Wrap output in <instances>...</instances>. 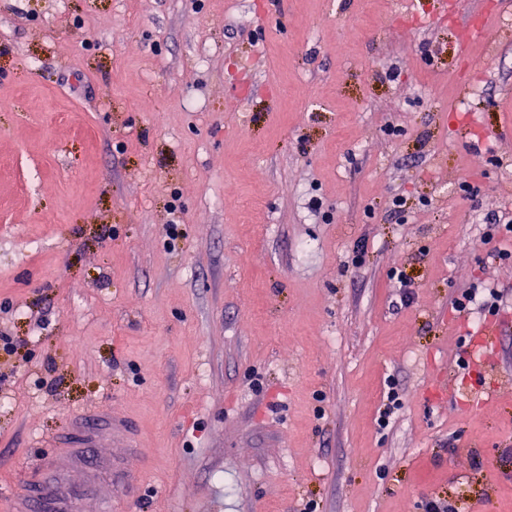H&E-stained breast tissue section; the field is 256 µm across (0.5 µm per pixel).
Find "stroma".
I'll list each match as a JSON object with an SVG mask.
<instances>
[{
	"mask_svg": "<svg viewBox=\"0 0 512 512\" xmlns=\"http://www.w3.org/2000/svg\"><path fill=\"white\" fill-rule=\"evenodd\" d=\"M498 214L512 0H0V512L99 408L97 512H512ZM480 290V291H479ZM480 302V307L483 311L491 316L499 314L501 309L502 295L501 292L494 287L482 288L478 287L467 288L456 296L452 302V307L458 311H465L470 304ZM387 389L386 399H384V403L379 410V416L376 420L377 425L382 429L389 425L391 417L402 407L397 384L392 380H388ZM120 434L127 439L131 437V431L127 424L112 420L107 411H94L87 416L85 427L86 440H95L104 434Z\"/></svg>",
	"mask_w": 512,
	"mask_h": 512,
	"instance_id": "stroma-1",
	"label": "stroma"
}]
</instances>
